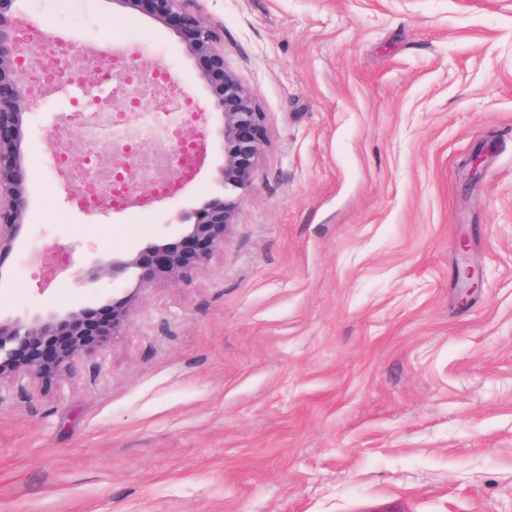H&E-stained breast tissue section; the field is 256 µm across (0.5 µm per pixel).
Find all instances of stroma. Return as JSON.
Returning a JSON list of instances; mask_svg holds the SVG:
<instances>
[{"mask_svg":"<svg viewBox=\"0 0 512 512\" xmlns=\"http://www.w3.org/2000/svg\"><path fill=\"white\" fill-rule=\"evenodd\" d=\"M266 114L238 222L176 283L85 282L92 261L221 196L206 118L195 179L152 211L78 207L41 160L66 94L24 128L28 224L0 313L137 294L122 336L56 389L0 384V512H512V0H193ZM99 57L167 65L206 106L200 61L147 12L23 0ZM484 157L483 175L464 166ZM39 250L67 254L29 264ZM480 274L460 301V261Z\"/></svg>","mask_w":512,"mask_h":512,"instance_id":"35a3bbf8","label":"stroma"}]
</instances>
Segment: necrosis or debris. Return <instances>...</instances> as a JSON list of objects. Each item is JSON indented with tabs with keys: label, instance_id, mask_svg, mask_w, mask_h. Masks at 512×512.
Instances as JSON below:
<instances>
[{
	"label": "necrosis or debris",
	"instance_id": "1",
	"mask_svg": "<svg viewBox=\"0 0 512 512\" xmlns=\"http://www.w3.org/2000/svg\"><path fill=\"white\" fill-rule=\"evenodd\" d=\"M112 43L115 50L102 65L96 57L80 54L72 40L52 37L46 27L28 32L24 46L25 54L46 60L35 94L66 89L73 84L78 66L92 65L98 83L111 86L114 97L122 102L121 109L115 110L92 93L75 99L72 106L84 145L83 160L73 163L70 155L61 151L46 163L50 172L66 176L74 185L79 206L88 211L105 206L128 208L137 181L154 198L175 196L177 187L167 174L170 149H178L189 177L199 158L198 140L184 134L197 117L193 98L180 89L169 70L160 67L143 72L130 65L128 54L120 49V37H113ZM153 96L158 99L156 111H144L145 100ZM105 131L118 148L108 169L102 168L96 155L98 139Z\"/></svg>",
	"mask_w": 512,
	"mask_h": 512
}]
</instances>
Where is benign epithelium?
I'll use <instances>...</instances> for the list:
<instances>
[{"label": "benign epithelium", "mask_w": 512, "mask_h": 512, "mask_svg": "<svg viewBox=\"0 0 512 512\" xmlns=\"http://www.w3.org/2000/svg\"><path fill=\"white\" fill-rule=\"evenodd\" d=\"M22 0H0V263L21 236L28 218L29 186L24 179L28 163L23 128L31 109L32 75L18 66L20 39L17 14ZM189 0H113L133 12L149 6L154 21L169 27L181 40L186 54L202 59L206 67L199 79L210 92L208 107L219 115L217 128L221 163L215 181L223 195L179 216L181 242L167 235L141 241L120 256L95 259L86 280H121L134 275L143 286L174 283L208 265L224 245V238L238 220L237 198L248 190L267 143L265 113L237 76L224 66L212 26ZM477 271L458 269L461 296L475 287ZM136 301L133 295L112 299L98 309L112 308L109 336L125 329ZM92 307L29 311L0 315V384L27 377L33 382L61 381L74 361L88 353V336L95 325Z\"/></svg>", "instance_id": "1"}]
</instances>
